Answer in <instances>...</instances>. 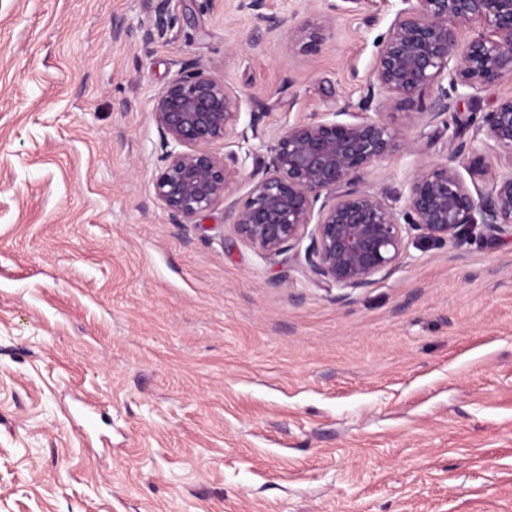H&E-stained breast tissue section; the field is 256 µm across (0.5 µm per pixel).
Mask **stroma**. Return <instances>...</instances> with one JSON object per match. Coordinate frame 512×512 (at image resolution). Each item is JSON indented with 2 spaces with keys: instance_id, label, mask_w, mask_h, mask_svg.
<instances>
[{
  "instance_id": "obj_1",
  "label": "stroma",
  "mask_w": 512,
  "mask_h": 512,
  "mask_svg": "<svg viewBox=\"0 0 512 512\" xmlns=\"http://www.w3.org/2000/svg\"><path fill=\"white\" fill-rule=\"evenodd\" d=\"M239 0H0V512H512V231L405 238L366 288H325L304 246L268 255L223 204L174 223L153 181L155 94L186 63L266 115L248 173L319 115L381 119L412 151L363 174L404 207L420 164L512 80L414 121L363 108L403 0H267L326 15L319 45L259 48ZM158 1L159 3L156 6L154 20L145 30L146 37L151 40L164 38L172 27V18L168 16L167 4L169 0Z\"/></svg>"
}]
</instances>
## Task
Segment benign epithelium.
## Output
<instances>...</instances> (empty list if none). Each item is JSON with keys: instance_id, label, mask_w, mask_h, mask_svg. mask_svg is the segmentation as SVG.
<instances>
[{"instance_id": "1", "label": "benign epithelium", "mask_w": 512, "mask_h": 512, "mask_svg": "<svg viewBox=\"0 0 512 512\" xmlns=\"http://www.w3.org/2000/svg\"><path fill=\"white\" fill-rule=\"evenodd\" d=\"M373 65L365 103L381 110L390 101L412 102L429 87L438 94L414 118L432 123L447 114L463 90L512 79V0H405ZM168 0H159L145 30L153 40L172 27ZM268 30L282 20L264 12L265 0H241ZM329 20L305 19L288 27L287 45L311 48L323 40ZM474 36L460 44V32ZM242 99L223 81L181 67L153 98L163 138L155 195L179 224H192L218 201L237 236L249 246L277 254L310 239L308 274L338 289L366 288L399 262L412 231L434 243L452 240L470 224L512 227V96L485 112L454 155L419 166L406 183L399 210L358 185L361 173L409 149L402 133L378 119L330 121L314 116L281 128L266 160L247 176L244 199L234 198L239 170L230 150L212 151L238 136ZM507 166L493 168V152ZM472 177L491 175L486 189L472 190Z\"/></svg>"}]
</instances>
